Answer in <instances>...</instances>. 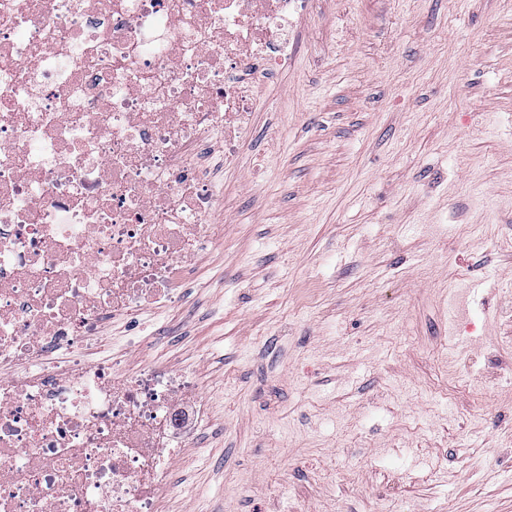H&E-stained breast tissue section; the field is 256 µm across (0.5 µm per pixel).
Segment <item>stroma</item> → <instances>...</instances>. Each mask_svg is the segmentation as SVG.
Here are the masks:
<instances>
[{"mask_svg": "<svg viewBox=\"0 0 512 512\" xmlns=\"http://www.w3.org/2000/svg\"><path fill=\"white\" fill-rule=\"evenodd\" d=\"M169 335L209 417L161 512H512V0H319Z\"/></svg>", "mask_w": 512, "mask_h": 512, "instance_id": "stroma-1", "label": "stroma"}]
</instances>
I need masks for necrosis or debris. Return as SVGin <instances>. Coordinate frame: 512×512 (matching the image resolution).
<instances>
[{
  "instance_id": "obj_1",
  "label": "necrosis or debris",
  "mask_w": 512,
  "mask_h": 512,
  "mask_svg": "<svg viewBox=\"0 0 512 512\" xmlns=\"http://www.w3.org/2000/svg\"><path fill=\"white\" fill-rule=\"evenodd\" d=\"M313 8L0 0V512H157L198 381L101 330L176 307L223 241L201 156L232 163Z\"/></svg>"
}]
</instances>
